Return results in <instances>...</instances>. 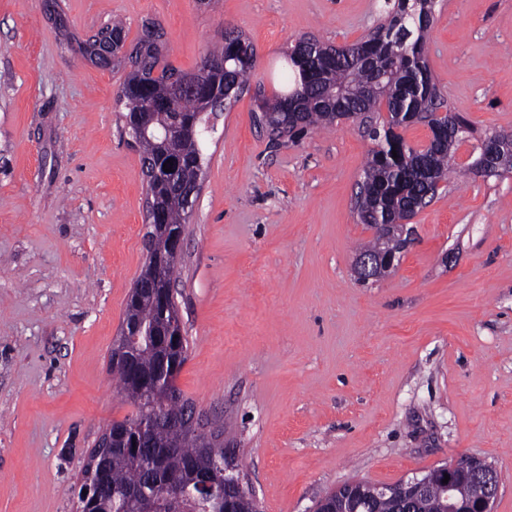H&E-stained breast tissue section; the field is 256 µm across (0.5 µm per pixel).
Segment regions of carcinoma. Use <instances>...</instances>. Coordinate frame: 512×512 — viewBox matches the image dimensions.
<instances>
[{
  "mask_svg": "<svg viewBox=\"0 0 512 512\" xmlns=\"http://www.w3.org/2000/svg\"><path fill=\"white\" fill-rule=\"evenodd\" d=\"M435 0H384L377 23L359 41L340 50L314 38L296 40L284 54L281 72L282 91L294 92L292 111L297 116L285 123V111L279 96L262 98L259 109L266 116L264 124L277 139L293 140L314 128L339 124L342 113L358 117L371 116L367 128L374 141L363 169V180L356 193L355 210L360 223L375 226L394 224L416 203L428 204L432 197L422 194L435 190L436 184L453 173L451 160L463 140L465 119L458 113L440 115L445 100L433 78L425 55V45L433 24ZM162 47L142 34L127 55L130 72L118 92L126 116L146 111L143 101L128 90L144 88L158 101H169L170 110L156 111L155 126L170 124L172 113L201 112V98L177 83L186 75L168 64L155 76L161 62ZM208 57L224 61V70L212 78L229 95L228 107L238 100L253 77L256 50L252 42L234 31L225 33L224 44L215 47ZM413 123L427 125L431 132L428 145H409L402 130ZM143 165L164 163L181 153L195 156L192 168H179L177 180L190 183L203 175L206 158L201 144L190 145L181 139L167 143L149 137L139 141ZM165 223H186V198L172 190L157 198ZM177 304L165 307L146 300L125 307L124 320L139 321L144 327L157 326L170 318ZM132 364L140 376L152 379L179 373L163 366L156 336H143L132 349ZM126 400L135 408L132 416L112 423L116 429L135 424L151 410V396L139 394L144 384L121 364L112 365ZM151 447L138 452L127 451L123 442L112 452V466L104 477L92 512H142L143 502L152 500L153 512H258L255 500L247 493L231 494L216 486L204 491L198 484L208 479L215 468L214 458L199 447L195 438L165 425H156L149 435ZM175 482L182 487L179 497L155 495L154 483ZM451 492L435 482L414 500L395 501L382 497L377 490L364 486L356 503L358 512H447Z\"/></svg>",
  "mask_w": 512,
  "mask_h": 512,
  "instance_id": "1",
  "label": "carcinoma"
}]
</instances>
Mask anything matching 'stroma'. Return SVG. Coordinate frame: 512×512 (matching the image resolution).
<instances>
[{
	"label": "stroma",
	"mask_w": 512,
	"mask_h": 512,
	"mask_svg": "<svg viewBox=\"0 0 512 512\" xmlns=\"http://www.w3.org/2000/svg\"><path fill=\"white\" fill-rule=\"evenodd\" d=\"M381 0H0V512H76L88 457L134 408L110 355L145 263L146 182L117 92L126 65L79 39L145 22L190 71L225 31L258 62L211 118L174 297L189 342L185 399L223 420L224 453L261 512H314L343 483L390 485L468 454L496 467L512 512V174L449 180L414 217L395 272L357 280L370 240L354 210L373 143L345 123L272 141L257 95L283 53L375 25ZM435 80L471 130L512 132V0H439Z\"/></svg>",
	"instance_id": "obj_1"
}]
</instances>
